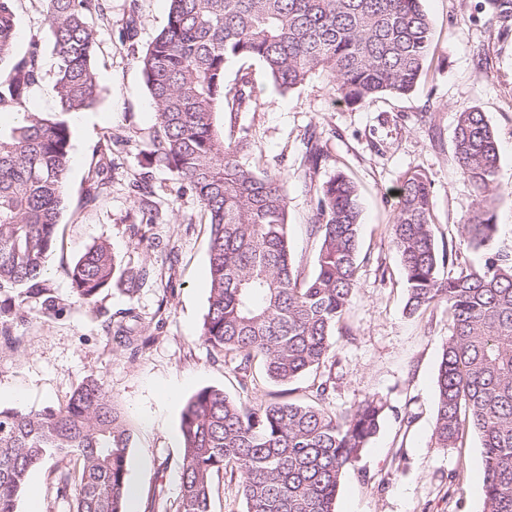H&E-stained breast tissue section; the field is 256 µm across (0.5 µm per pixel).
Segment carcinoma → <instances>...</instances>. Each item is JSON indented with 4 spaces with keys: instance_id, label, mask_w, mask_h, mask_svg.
Instances as JSON below:
<instances>
[{
    "instance_id": "carcinoma-1",
    "label": "carcinoma",
    "mask_w": 512,
    "mask_h": 512,
    "mask_svg": "<svg viewBox=\"0 0 512 512\" xmlns=\"http://www.w3.org/2000/svg\"><path fill=\"white\" fill-rule=\"evenodd\" d=\"M17 0H0V112L22 114L0 126V336L35 301L58 305L44 277L72 166L68 116L94 107L100 86L93 66L96 36L89 19L100 0H40L55 56L60 111L30 112V90L42 78L44 47L17 48ZM167 20L137 57L155 121L146 165L168 171L201 201L210 227L208 307L199 340L236 361L247 385L255 360L267 378L290 385L318 368L335 347L336 325L358 287L361 207L355 183L338 170L313 186L310 236L314 273L301 277L289 245L282 179L242 161L243 141L226 139L218 114L243 101L225 83L229 62L255 60L274 85L289 91L325 71L350 104L415 91L431 47L423 0H167ZM104 137L85 188L95 204L112 178V146ZM320 137L307 141L304 163L316 172ZM452 159L476 192L462 225L483 264L443 278L458 260L438 249L432 230L431 182L405 174L389 236L405 277L410 314L444 305L449 336L436 375L437 448L455 446L465 429L480 439L484 512H512V246L498 235L493 209L499 148L484 113H456ZM140 222L157 208L138 179ZM73 288L89 301L113 282L135 283L144 268L123 267L110 246L95 243L69 269ZM315 401L277 399L250 406L219 387L196 391L180 420L183 448L175 512H211L214 475L240 477L246 512H335L344 472L380 429L384 404L368 399L338 411ZM130 428L102 382L87 376L59 408L0 409V512H18L32 472L52 459L75 461L60 474L76 490V512H125Z\"/></svg>"
}]
</instances>
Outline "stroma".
Instances as JSON below:
<instances>
[{
	"instance_id": "35a3bbf8",
	"label": "stroma",
	"mask_w": 512,
	"mask_h": 512,
	"mask_svg": "<svg viewBox=\"0 0 512 512\" xmlns=\"http://www.w3.org/2000/svg\"><path fill=\"white\" fill-rule=\"evenodd\" d=\"M433 26L427 68L412 94L346 103L324 72L279 92L264 68L236 60L228 85L247 78L239 111L224 115L225 138H246L243 158L260 171L281 175L288 199L292 257L302 275L314 268L317 245L309 235L310 183L345 171L361 201L358 286L350 312L336 331V347L316 376L293 384L297 398L313 381L326 382V403L345 409L368 398L385 405L379 434L345 471L336 512H483L479 440L468 433L454 448L432 442L436 374L448 338L445 307L410 316L399 258L387 228L406 173L432 183V222L438 248L455 244L457 265L481 263L463 244L458 227L473 210L475 194L452 160L455 114L484 112L499 145L495 203L501 240L512 241V12L494 0H423ZM167 0H103L93 16L95 68L101 99L71 115L73 164L57 246L46 263L59 314L32 305L14 325V343L0 339V406L37 411L64 403L87 375H96L131 429L128 482L141 512H174L180 494L181 410L206 386L246 403L279 387L263 377L248 386L235 378L236 362L199 340L209 295V228L199 198L167 171L145 166L143 152L154 123L150 97L136 62L166 22ZM137 35L126 40L128 21ZM322 134L327 158L315 178L302 156L308 132ZM119 136L112 153V184L95 206L83 204L92 155L106 134ZM143 174L158 204L155 223L139 222L132 174ZM110 244L128 267H146L134 285L102 289L79 300L65 270L88 247ZM134 309L141 341L127 345L107 333L110 316ZM61 469L47 463L30 477L39 512H75V492L60 495Z\"/></svg>"
}]
</instances>
